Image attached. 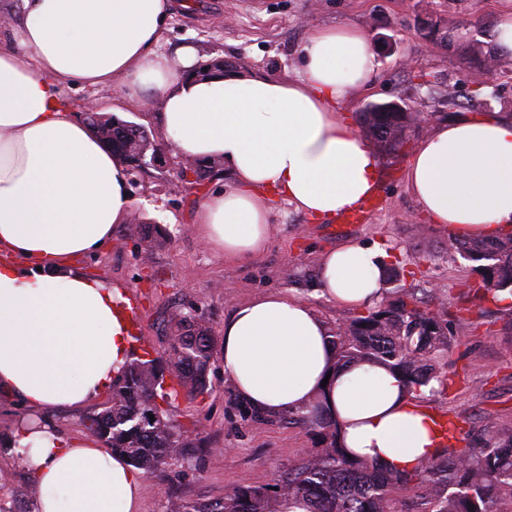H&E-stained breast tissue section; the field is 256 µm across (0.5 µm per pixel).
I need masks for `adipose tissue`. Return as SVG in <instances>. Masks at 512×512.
Wrapping results in <instances>:
<instances>
[{
    "label": "adipose tissue",
    "instance_id": "obj_1",
    "mask_svg": "<svg viewBox=\"0 0 512 512\" xmlns=\"http://www.w3.org/2000/svg\"><path fill=\"white\" fill-rule=\"evenodd\" d=\"M170 13L169 0H20L0 38V250L9 256L0 264V391L31 410L109 391L131 354L117 289L77 265L127 223L128 172L65 105V89L123 82L131 102L158 106L177 155L230 167L233 185L202 200L194 231L231 260L267 248L270 199L327 221L377 186V151L336 110L375 72L361 29L312 28L294 79L203 77L191 49L175 60L158 51ZM408 181L433 223L468 237L512 233V117L486 112L436 125L417 145ZM384 258L357 243L323 255V295L375 307ZM223 362L260 412L322 402L349 456L409 470L437 447L402 377L378 364H338L332 331L297 297L270 293L237 307L224 321ZM15 439L38 512H139L143 474L124 455L63 441L45 424Z\"/></svg>",
    "mask_w": 512,
    "mask_h": 512
}]
</instances>
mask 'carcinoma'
<instances>
[{
  "mask_svg": "<svg viewBox=\"0 0 512 512\" xmlns=\"http://www.w3.org/2000/svg\"><path fill=\"white\" fill-rule=\"evenodd\" d=\"M413 116L409 112H362L360 123L385 150L402 146ZM105 143L123 160L135 154L134 133ZM448 248L474 263L484 291L497 299L512 296V237L448 238ZM172 357L127 363L112 383L110 405L90 413L85 428L106 447L125 455L149 475L167 460L185 456V430L163 405L177 389L191 395L209 390L214 338L210 327L191 313L170 319ZM455 336L446 312L423 310L414 293L403 291L386 305L370 308L334 334L336 358L344 363L379 362L399 373L408 391L421 396L447 387V375L434 360ZM177 387L166 389L165 375ZM288 420L320 436L324 447L306 449L277 489L259 482L233 489L218 499L170 501L169 512H284L301 505L306 512H395L393 501H410L407 512H512V433L476 438L471 446L442 451L410 470L383 469L349 458L337 442L336 425L320 403Z\"/></svg>",
  "mask_w": 512,
  "mask_h": 512,
  "instance_id": "obj_1",
  "label": "carcinoma"
}]
</instances>
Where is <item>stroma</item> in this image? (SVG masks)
<instances>
[{"mask_svg": "<svg viewBox=\"0 0 512 512\" xmlns=\"http://www.w3.org/2000/svg\"><path fill=\"white\" fill-rule=\"evenodd\" d=\"M496 0H173L172 17L158 44L169 56L193 46L202 65L227 62L229 71L270 77L295 76L301 47L312 27L348 23L363 30L376 55L370 89L353 92L339 110L358 124L372 103L396 101L412 113H427L404 145L381 152L378 191L384 204L366 222L316 224L285 201L272 204L273 233L266 251L245 263L224 260L193 232L195 212L205 195L231 185L225 168L196 164L178 181V157L166 151L153 165L129 173L135 202L128 223L109 246L81 259V266L124 298L139 305L132 326L135 357L165 354L170 318L183 310L200 317L215 337L236 307L266 293L282 291L305 300L330 327L354 318L353 310L323 297L319 261L336 247L357 242L386 250L387 266L400 272L398 287L414 290L422 308L443 309L456 328L443 357L445 393L429 408L463 424L472 436L512 433V300L476 294L478 280L469 261L448 249L451 230L433 223L408 188L407 167L420 139L434 124L462 113L497 110L512 116V57L501 58L484 90L472 77L489 54ZM77 112L87 104L100 114L144 126L155 142L161 130L151 113L133 108L126 88L84 87L65 91ZM101 397L42 412L65 438H89L85 417ZM188 430L186 457L170 461L162 474L145 478L140 512H167L171 496L185 502L223 497L262 481L279 483L301 449L320 439L280 416L261 414L235 392L215 359L210 392L180 393L167 407ZM36 486L23 463L0 472V512H35Z\"/></svg>", "mask_w": 512, "mask_h": 512, "instance_id": "obj_1", "label": "stroma"}]
</instances>
